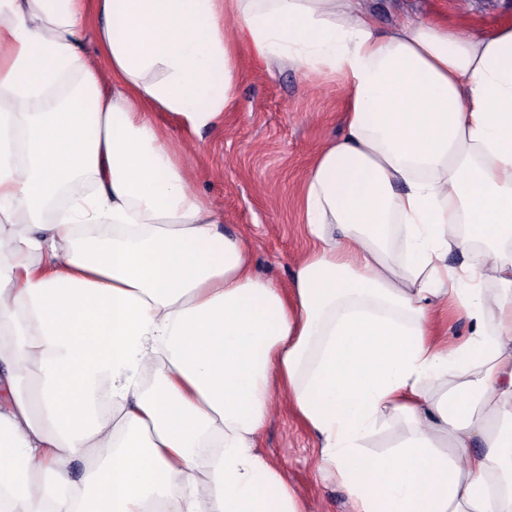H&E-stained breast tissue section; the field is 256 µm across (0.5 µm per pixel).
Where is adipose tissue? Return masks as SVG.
<instances>
[{"label": "adipose tissue", "instance_id": "adipose-tissue-1", "mask_svg": "<svg viewBox=\"0 0 512 512\" xmlns=\"http://www.w3.org/2000/svg\"><path fill=\"white\" fill-rule=\"evenodd\" d=\"M246 47L347 90L284 288L142 108L215 124ZM65 79L0 113V512H306L258 451L282 396L352 512H512V26L383 28L364 0H0V91ZM444 312L462 342L438 338Z\"/></svg>", "mask_w": 512, "mask_h": 512}]
</instances>
